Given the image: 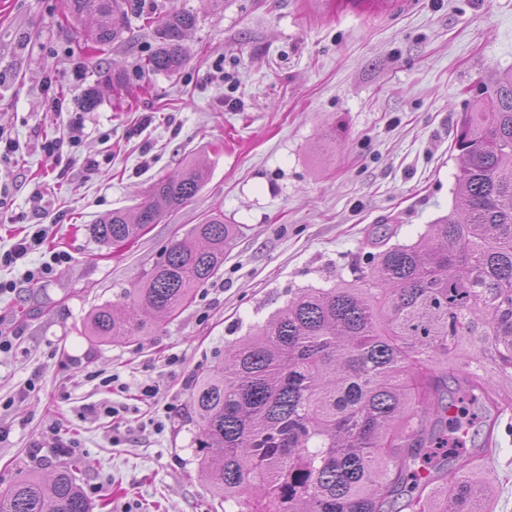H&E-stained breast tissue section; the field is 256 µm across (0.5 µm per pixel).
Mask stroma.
I'll list each match as a JSON object with an SVG mask.
<instances>
[{
    "label": "stroma",
    "mask_w": 512,
    "mask_h": 512,
    "mask_svg": "<svg viewBox=\"0 0 512 512\" xmlns=\"http://www.w3.org/2000/svg\"><path fill=\"white\" fill-rule=\"evenodd\" d=\"M66 12L65 0H0V134L16 144L0 150V253L44 234L0 265L14 285L0 292V332L14 338L0 349V491L78 459L102 512H224L195 457L194 382L296 291L352 279L372 225L410 244L447 215L456 120L491 72L512 70V0H224L173 74L143 72L156 41L140 21L101 52ZM191 160L210 168L193 202L135 243L95 240L91 224ZM218 211L239 233L189 307L131 343L86 334L91 309ZM53 252L68 263L27 279ZM489 463L492 512H512V413ZM40 242V234L31 238H22L20 239L10 250L5 251L0 254V265H11L16 263L19 259H22L26 255H28L29 251H31L35 246L39 245Z\"/></svg>",
    "instance_id": "35a3bbf8"
}]
</instances>
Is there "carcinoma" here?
Listing matches in <instances>:
<instances>
[{
  "mask_svg": "<svg viewBox=\"0 0 512 512\" xmlns=\"http://www.w3.org/2000/svg\"><path fill=\"white\" fill-rule=\"evenodd\" d=\"M95 48L120 40L138 0H67ZM198 13L159 20L144 68L174 73ZM461 164L448 215L413 244L380 224L368 271L306 288L224 350L194 383L191 421L212 494L234 512H488L486 460L512 411V71L456 120ZM209 168L154 181L131 215L92 225L107 246L193 201ZM238 232L211 213L177 239L123 300L94 308L91 336L131 342L213 278ZM73 460L0 493V512H93Z\"/></svg>",
  "mask_w": 512,
  "mask_h": 512,
  "instance_id": "obj_1",
  "label": "carcinoma"
}]
</instances>
